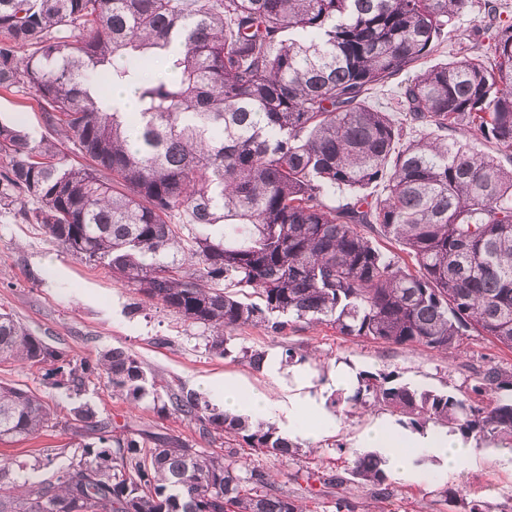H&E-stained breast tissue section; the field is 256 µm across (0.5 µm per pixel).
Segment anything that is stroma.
I'll return each mask as SVG.
<instances>
[{"label":"stroma","mask_w":512,"mask_h":512,"mask_svg":"<svg viewBox=\"0 0 512 512\" xmlns=\"http://www.w3.org/2000/svg\"><path fill=\"white\" fill-rule=\"evenodd\" d=\"M492 2L497 8L495 19H488L482 0H476L471 11L457 19L454 32L442 43V60H450L463 50L472 58L484 57L498 29L512 24V0ZM0 120L20 126L35 141L49 133L40 104L26 89L0 91ZM1 310L12 313L31 333L68 359L92 362L105 350H127L170 389L200 393L219 410L224 407L225 378L256 388L272 384L264 372L243 360L246 348L280 352L288 345L296 347L306 354L305 364L318 386L339 362L359 374L393 371L410 386L444 392L465 387L472 368L487 361L512 367V350L481 336L469 337L458 351L435 354L346 337L324 324L303 323L284 336L253 326L235 329L229 334L227 355L219 357L208 352V332L203 327L147 301L137 290L113 279L105 266L86 263L65 252L41 226L25 222L15 205L0 208ZM0 382L49 401L62 419L71 409L86 406L96 418L130 429L167 433L198 450L221 453L227 448L204 438L195 424L182 417L157 413L151 399L129 403L113 394L102 379H91L82 390L74 391L54 386L46 367L0 362ZM325 409L337 419V429L319 441L302 442L295 459L285 462L236 442L229 447L234 460L273 474L308 512H336V500L342 496L365 505L370 512H451L438 496L444 486L466 499L485 502L491 512H512V451L496 445L476 449L474 464L450 475L440 460L418 453L408 472H389L391 494L383 500L375 498L369 486L325 487L322 475L340 473L351 466L358 454L352 446L353 436L378 416L374 410L353 409L342 399L326 404ZM80 454L61 425L34 439L0 443V458L29 463L37 457L51 458L52 468L37 473L41 479L51 477L53 469L67 466Z\"/></svg>","instance_id":"stroma-1"}]
</instances>
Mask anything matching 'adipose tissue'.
Returning <instances> with one entry per match:
<instances>
[{
    "label": "adipose tissue",
    "instance_id": "1",
    "mask_svg": "<svg viewBox=\"0 0 512 512\" xmlns=\"http://www.w3.org/2000/svg\"><path fill=\"white\" fill-rule=\"evenodd\" d=\"M263 367L274 381L275 391L245 388L233 378H225L226 412L264 420L291 440L302 438L314 442L335 427V419L323 410L324 395L314 389L306 366L282 368L277 353L270 352L265 356ZM355 445L374 449L388 468L400 471L407 467L409 449H424L441 458L453 472L473 462L476 442L449 431L413 435L392 427L381 418L357 434Z\"/></svg>",
    "mask_w": 512,
    "mask_h": 512
}]
</instances>
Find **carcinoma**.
I'll list each match as a JSON object with an SVG mask.
<instances>
[{"mask_svg":"<svg viewBox=\"0 0 512 512\" xmlns=\"http://www.w3.org/2000/svg\"><path fill=\"white\" fill-rule=\"evenodd\" d=\"M472 0H0V90L25 88L48 127L91 161L63 163L0 122V206L64 251L209 330L342 336L460 349L475 333L512 349V24L486 59L433 56ZM84 32L79 37L76 32ZM168 50L163 65L152 64ZM395 84L380 109L371 98ZM130 87L137 109L112 95ZM491 144L493 156L469 139ZM384 195L372 202L374 190ZM337 197L336 205L326 203ZM191 228V237L182 230ZM387 239L410 258L383 252ZM51 366L56 385L92 375L132 404L150 395L211 439L285 460L299 444L164 390L136 355L74 362L0 312V362ZM413 429L450 427L512 446V371L489 362L459 393L365 372L347 398ZM64 428L83 449L50 479L20 483L0 460V512H304L258 467L180 439L116 430L90 408ZM58 424L53 406L0 384V440ZM382 459L357 456L325 485L389 495ZM458 512H489L446 486Z\"/></svg>","mask_w":512,"mask_h":512,"instance_id":"obj_1","label":"carcinoma"}]
</instances>
